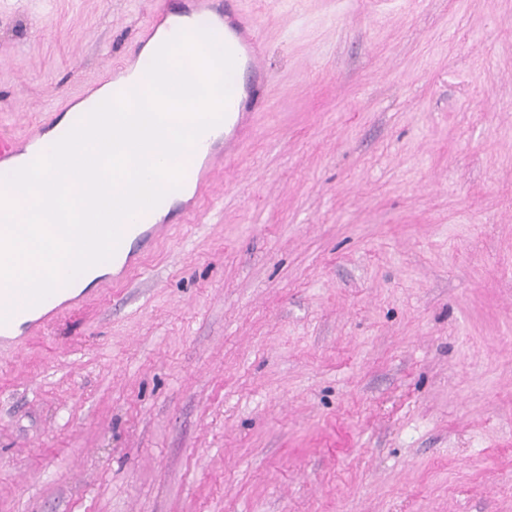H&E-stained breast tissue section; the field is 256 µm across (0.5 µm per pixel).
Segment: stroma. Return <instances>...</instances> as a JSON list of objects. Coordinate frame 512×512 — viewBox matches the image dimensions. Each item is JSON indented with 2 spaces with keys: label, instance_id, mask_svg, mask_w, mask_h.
Here are the masks:
<instances>
[{
  "label": "stroma",
  "instance_id": "1",
  "mask_svg": "<svg viewBox=\"0 0 512 512\" xmlns=\"http://www.w3.org/2000/svg\"><path fill=\"white\" fill-rule=\"evenodd\" d=\"M159 0H0V129ZM252 133L126 284L0 350V512H512V0H241Z\"/></svg>",
  "mask_w": 512,
  "mask_h": 512
}]
</instances>
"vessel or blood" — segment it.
Masks as SVG:
<instances>
[{"label": "vessel or blood", "instance_id": "obj_1", "mask_svg": "<svg viewBox=\"0 0 512 512\" xmlns=\"http://www.w3.org/2000/svg\"><path fill=\"white\" fill-rule=\"evenodd\" d=\"M240 0H180L176 9L157 6L149 22L141 30L142 41H150L160 27L171 28L173 32H192L204 29L216 38L222 39L235 58L231 77V95L224 116V148L227 154H234L246 139L252 117L268 90V77L263 64L264 45L251 15L240 9ZM68 126L53 127L52 123H40L24 138L7 134L0 136V162L18 156L21 142L34 143L45 132L63 137ZM183 183H194V200L182 209L185 220L196 216L199 199L205 195L208 177L193 178L191 168H184ZM165 224H144L132 219L122 229L121 241L113 255L118 269L112 275V284H119L141 260V251L149 243H156L168 232ZM82 296L76 295L64 300L50 295L43 302L41 310L20 308L11 321L0 323V346L15 350L25 348L30 336L39 333L46 319L70 313L82 303Z\"/></svg>", "mask_w": 512, "mask_h": 512}]
</instances>
